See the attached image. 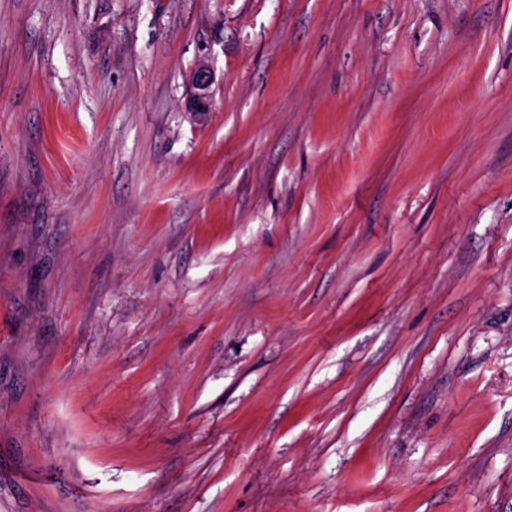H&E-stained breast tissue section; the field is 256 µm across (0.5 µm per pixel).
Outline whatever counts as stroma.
Segmentation results:
<instances>
[{"mask_svg": "<svg viewBox=\"0 0 512 512\" xmlns=\"http://www.w3.org/2000/svg\"><path fill=\"white\" fill-rule=\"evenodd\" d=\"M0 512H512V0H0ZM215 83V75L207 61L198 62L191 80V92L188 100L189 112L202 115L210 112L212 105L211 87Z\"/></svg>", "mask_w": 512, "mask_h": 512, "instance_id": "obj_1", "label": "stroma"}]
</instances>
